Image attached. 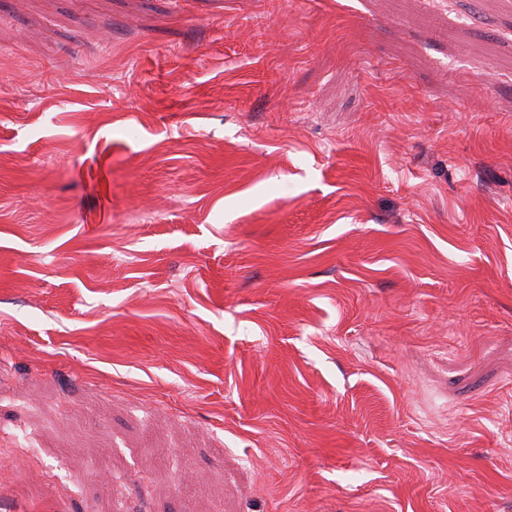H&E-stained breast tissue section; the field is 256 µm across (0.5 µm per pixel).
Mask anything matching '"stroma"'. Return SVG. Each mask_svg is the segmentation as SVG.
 Wrapping results in <instances>:
<instances>
[{"label": "stroma", "mask_w": 512, "mask_h": 512, "mask_svg": "<svg viewBox=\"0 0 512 512\" xmlns=\"http://www.w3.org/2000/svg\"><path fill=\"white\" fill-rule=\"evenodd\" d=\"M0 0V512H512V0Z\"/></svg>", "instance_id": "1"}]
</instances>
